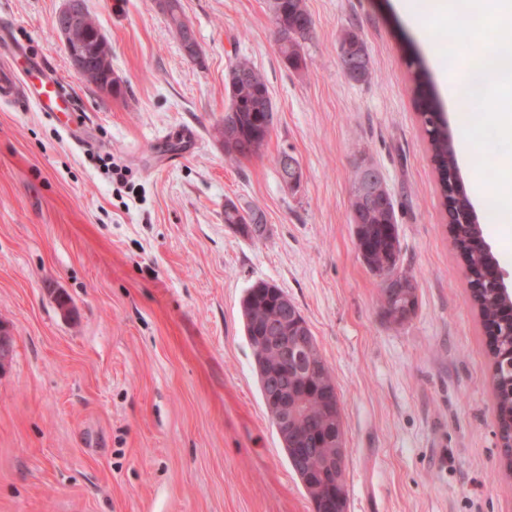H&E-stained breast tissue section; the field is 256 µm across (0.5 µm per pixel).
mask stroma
<instances>
[{
  "label": "stroma",
  "mask_w": 512,
  "mask_h": 512,
  "mask_svg": "<svg viewBox=\"0 0 512 512\" xmlns=\"http://www.w3.org/2000/svg\"><path fill=\"white\" fill-rule=\"evenodd\" d=\"M63 0H0V57L41 58L77 97L67 127L0 103V512H313L262 402L239 306L257 281L298 306L330 368L346 440V512H512L487 338L448 233L410 54L447 69V38L420 35L415 0H305L306 64L282 61L267 0H180L199 60L159 0H85L112 48L122 96L78 77L53 27ZM358 29L371 75L344 74ZM437 56H430V49ZM245 57L275 123L260 155L232 159L216 133L226 78ZM291 153L288 187L277 159ZM481 152H457L473 207L512 284V223L496 222ZM126 169L117 191L101 161ZM397 202L398 269L418 306L394 323L382 278L358 254L350 204L361 163ZM260 210L248 237L224 206ZM70 304L61 310L58 293ZM239 211L238 207L233 204H227L224 206V222L225 224H234L237 226L243 234H250L252 237H260L265 232V225L259 224L263 222V215L259 210L251 209L248 214L251 215V220L257 224H251L249 227V233L246 230V224H239L236 220V213Z\"/></svg>",
  "instance_id": "35a3bbf8"
}]
</instances>
